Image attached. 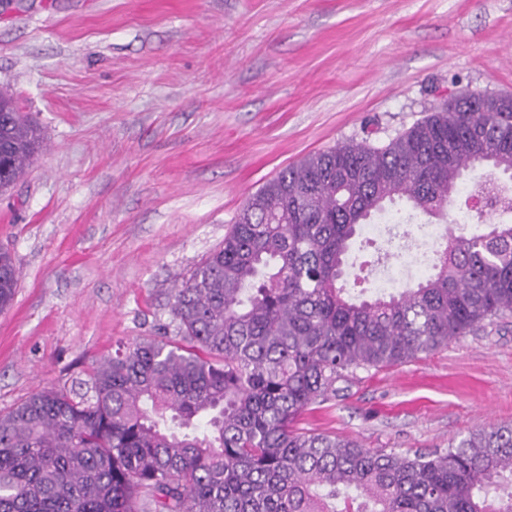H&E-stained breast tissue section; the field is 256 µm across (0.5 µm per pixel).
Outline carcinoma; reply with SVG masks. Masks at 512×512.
<instances>
[{
	"mask_svg": "<svg viewBox=\"0 0 512 512\" xmlns=\"http://www.w3.org/2000/svg\"><path fill=\"white\" fill-rule=\"evenodd\" d=\"M41 143L0 91V190ZM487 167L470 182L466 172ZM486 229L455 235L396 293L350 294L361 226L389 204L452 224L463 187ZM512 96L460 93L375 146L284 167L173 289L176 335L104 357L87 391L0 415V512H512V424L433 453L372 451L297 427L357 369L410 362L512 314ZM18 271L0 250V309Z\"/></svg>",
	"mask_w": 512,
	"mask_h": 512,
	"instance_id": "carcinoma-1",
	"label": "carcinoma"
}]
</instances>
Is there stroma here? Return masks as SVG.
<instances>
[{
  "label": "stroma",
  "instance_id": "stroma-1",
  "mask_svg": "<svg viewBox=\"0 0 512 512\" xmlns=\"http://www.w3.org/2000/svg\"><path fill=\"white\" fill-rule=\"evenodd\" d=\"M1 88L43 144L0 194V415L162 335L176 281L281 168L512 94V0H0ZM510 422L509 316L357 371L298 425L427 453ZM18 282V271L7 250H0V309L6 308L13 300Z\"/></svg>",
  "mask_w": 512,
  "mask_h": 512
}]
</instances>
